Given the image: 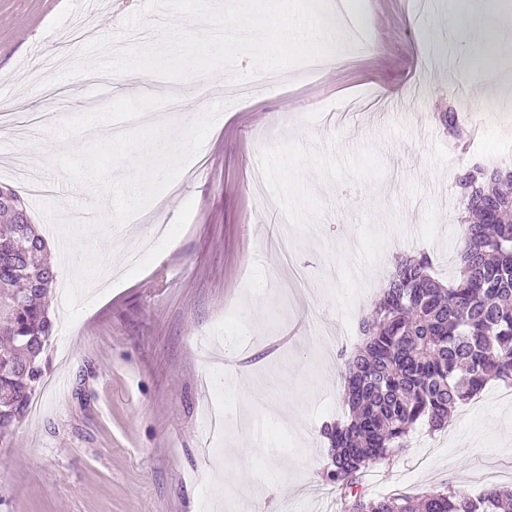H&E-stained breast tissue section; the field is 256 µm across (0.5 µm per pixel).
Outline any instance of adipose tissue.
Segmentation results:
<instances>
[{
    "label": "adipose tissue",
    "mask_w": 512,
    "mask_h": 512,
    "mask_svg": "<svg viewBox=\"0 0 512 512\" xmlns=\"http://www.w3.org/2000/svg\"><path fill=\"white\" fill-rule=\"evenodd\" d=\"M449 29L453 34L466 36L468 40L465 67L491 59L492 78L483 86V94L501 93L503 85L512 82V41L503 39L496 18L462 8L450 17Z\"/></svg>",
    "instance_id": "obj_1"
}]
</instances>
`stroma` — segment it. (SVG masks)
I'll use <instances>...</instances> for the list:
<instances>
[{"instance_id": "35a3bbf8", "label": "stroma", "mask_w": 512, "mask_h": 512, "mask_svg": "<svg viewBox=\"0 0 512 512\" xmlns=\"http://www.w3.org/2000/svg\"><path fill=\"white\" fill-rule=\"evenodd\" d=\"M362 31L333 32L332 67L308 78L288 67L282 86L234 101L203 146L204 170L177 178L123 226L88 240L104 258L147 251L139 267L102 275L98 298L73 325L53 322L43 355L56 390L38 416L25 417L0 446V512H242L235 450L255 436V497L263 512H344L325 493L324 425L344 419L340 360H322L318 339L347 336L379 298L397 257L429 252L438 277L456 274L458 176L483 152L512 142L497 121L503 100L461 109L454 90L465 41L440 37L456 0L420 12L414 0H351ZM143 0H0V114L52 124L124 96L176 93L168 122L223 102L229 72L144 83L111 75L93 83L52 76L75 64L77 28L128 45L126 17ZM58 93H51V86ZM458 117L460 136L440 122ZM0 184L16 186L18 160L40 153L37 177L51 182L59 214L108 197L69 184L52 159L46 128L0 135ZM170 236L153 244V227ZM295 237L305 277L283 299L270 283L282 259L264 242L281 228ZM223 383L226 428L205 463L203 420ZM489 382L458 405L447 429L420 427L390 462L372 466L362 489L372 498L421 496L446 488L469 495L512 486V399Z\"/></svg>"}]
</instances>
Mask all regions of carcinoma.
I'll list each match as a JSON object with an SVG mask.
<instances>
[{"label":"carcinoma","instance_id":"cac0c4a2","mask_svg":"<svg viewBox=\"0 0 512 512\" xmlns=\"http://www.w3.org/2000/svg\"><path fill=\"white\" fill-rule=\"evenodd\" d=\"M462 248L443 283L429 253L400 258L362 321V343L345 361L348 417L325 425L324 480L345 512H512V488L479 497L456 489L421 497L368 498L365 470L387 462L417 425L448 426L451 412L491 380L512 384V168L475 164L458 179ZM0 442L7 441L43 376L55 279L36 225L0 210Z\"/></svg>","mask_w":512,"mask_h":512}]
</instances>
